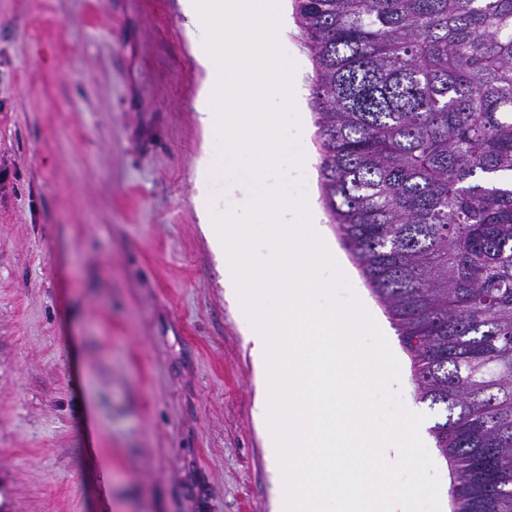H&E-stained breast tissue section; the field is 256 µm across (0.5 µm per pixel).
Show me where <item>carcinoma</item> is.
<instances>
[{"instance_id":"1","label":"carcinoma","mask_w":512,"mask_h":512,"mask_svg":"<svg viewBox=\"0 0 512 512\" xmlns=\"http://www.w3.org/2000/svg\"><path fill=\"white\" fill-rule=\"evenodd\" d=\"M320 184L451 466L512 512V0H295Z\"/></svg>"}]
</instances>
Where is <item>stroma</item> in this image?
Returning <instances> with one entry per match:
<instances>
[{
    "instance_id": "stroma-1",
    "label": "stroma",
    "mask_w": 512,
    "mask_h": 512,
    "mask_svg": "<svg viewBox=\"0 0 512 512\" xmlns=\"http://www.w3.org/2000/svg\"><path fill=\"white\" fill-rule=\"evenodd\" d=\"M280 3L303 154L281 178L318 204L312 58ZM184 22L179 0H0V512H272L250 346L195 210L218 142Z\"/></svg>"
}]
</instances>
